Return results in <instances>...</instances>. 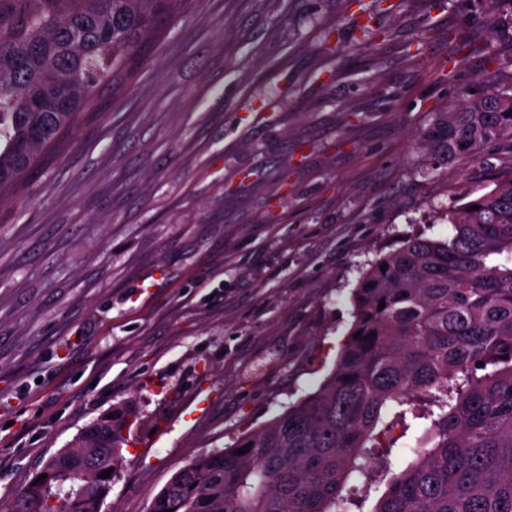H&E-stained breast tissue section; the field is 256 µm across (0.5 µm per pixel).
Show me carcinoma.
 <instances>
[{
    "label": "carcinoma",
    "mask_w": 512,
    "mask_h": 512,
    "mask_svg": "<svg viewBox=\"0 0 512 512\" xmlns=\"http://www.w3.org/2000/svg\"><path fill=\"white\" fill-rule=\"evenodd\" d=\"M177 2L0 0V192L79 128L100 87L135 78ZM425 138L453 156L512 150V91L466 92ZM448 222L447 240L413 236L363 272L315 392L180 469L150 512H363L382 485L372 512H512V172ZM134 419L100 416L0 512H100Z\"/></svg>",
    "instance_id": "carcinoma-1"
}]
</instances>
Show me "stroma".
<instances>
[{
    "label": "stroma",
    "instance_id": "stroma-1",
    "mask_svg": "<svg viewBox=\"0 0 512 512\" xmlns=\"http://www.w3.org/2000/svg\"><path fill=\"white\" fill-rule=\"evenodd\" d=\"M485 0H188L152 61L0 200V504L132 405L102 512L317 390L360 270L492 189L512 152L434 151L433 113L512 86ZM159 439H152V432Z\"/></svg>",
    "mask_w": 512,
    "mask_h": 512
}]
</instances>
